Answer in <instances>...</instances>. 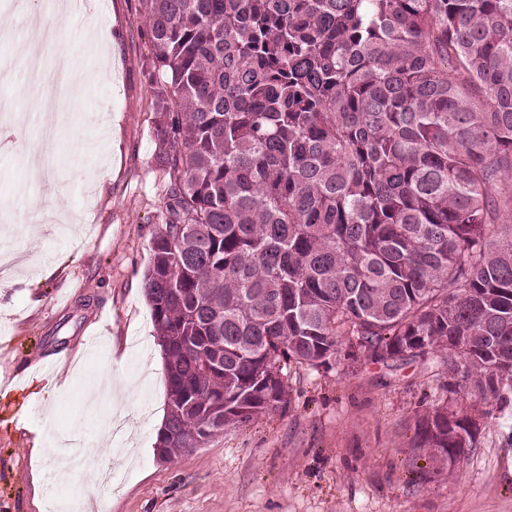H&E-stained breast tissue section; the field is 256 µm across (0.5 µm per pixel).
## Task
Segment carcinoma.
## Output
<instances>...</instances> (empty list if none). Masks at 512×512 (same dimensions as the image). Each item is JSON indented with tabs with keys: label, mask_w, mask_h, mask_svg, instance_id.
<instances>
[{
	"label": "carcinoma",
	"mask_w": 512,
	"mask_h": 512,
	"mask_svg": "<svg viewBox=\"0 0 512 512\" xmlns=\"http://www.w3.org/2000/svg\"><path fill=\"white\" fill-rule=\"evenodd\" d=\"M167 181L142 288L167 448L286 403L289 363L441 354L512 390V0H142ZM481 89L477 102L471 88ZM441 465L475 422L434 408Z\"/></svg>",
	"instance_id": "1"
}]
</instances>
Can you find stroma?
<instances>
[{"label":"stroma","instance_id":"1","mask_svg":"<svg viewBox=\"0 0 512 512\" xmlns=\"http://www.w3.org/2000/svg\"><path fill=\"white\" fill-rule=\"evenodd\" d=\"M85 2L63 18L53 0H34L14 13L13 41L0 42V70L13 74L0 98L15 115L0 147L10 205L0 249L28 256L22 285L0 298V512H512V399L490 404L459 387L448 407L476 419L473 447L444 470L417 448L416 419L448 379L430 355L327 371L289 364L283 407L158 461L166 369L142 278L167 187L154 162L151 44L140 0ZM39 16L56 32L41 47L45 66L69 56L88 82L77 102H58V168L34 179L41 113L17 42ZM107 42L115 66L105 73ZM107 366L129 389L89 408ZM118 416L125 431L101 446ZM69 438L97 449L102 480L59 467ZM37 440L46 454L34 453Z\"/></svg>","mask_w":512,"mask_h":512}]
</instances>
